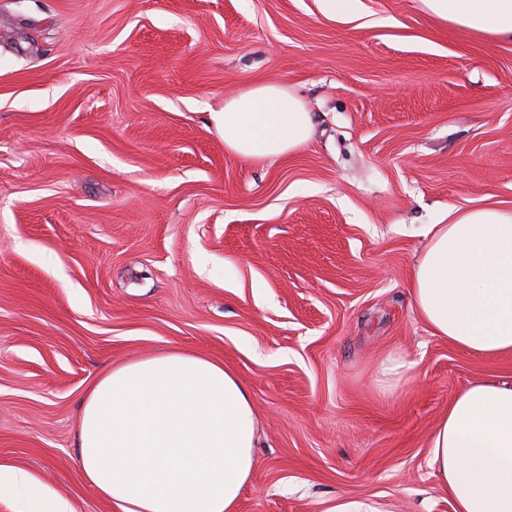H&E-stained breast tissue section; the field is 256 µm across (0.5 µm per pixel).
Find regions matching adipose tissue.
Wrapping results in <instances>:
<instances>
[{"label":"adipose tissue","instance_id":"1","mask_svg":"<svg viewBox=\"0 0 512 512\" xmlns=\"http://www.w3.org/2000/svg\"><path fill=\"white\" fill-rule=\"evenodd\" d=\"M467 32L512 40V0H422ZM210 121L237 156H284L311 137L313 118L287 87L258 84ZM435 224L409 291L433 335L483 356L512 354V209L453 210ZM248 389L222 363L184 350L112 367L87 392L81 468L117 512H235L255 468ZM430 465L454 512H512V384L460 390L430 438ZM19 512H72L28 471L0 464V496Z\"/></svg>","mask_w":512,"mask_h":512}]
</instances>
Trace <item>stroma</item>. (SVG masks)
Wrapping results in <instances>:
<instances>
[{"label":"stroma","instance_id":"stroma-1","mask_svg":"<svg viewBox=\"0 0 512 512\" xmlns=\"http://www.w3.org/2000/svg\"><path fill=\"white\" fill-rule=\"evenodd\" d=\"M0 0V464L115 512L78 459L82 401L173 348L250 392L236 512H453L429 438L512 356L433 336L409 296L428 225L512 208V40L421 0ZM259 83L310 140L263 162L210 123ZM405 353L415 375L388 380ZM418 362L401 355H389L382 362L381 372L384 376H400L411 374ZM323 512H383L374 504L359 499L336 498V500L328 504Z\"/></svg>","mask_w":512,"mask_h":512}]
</instances>
